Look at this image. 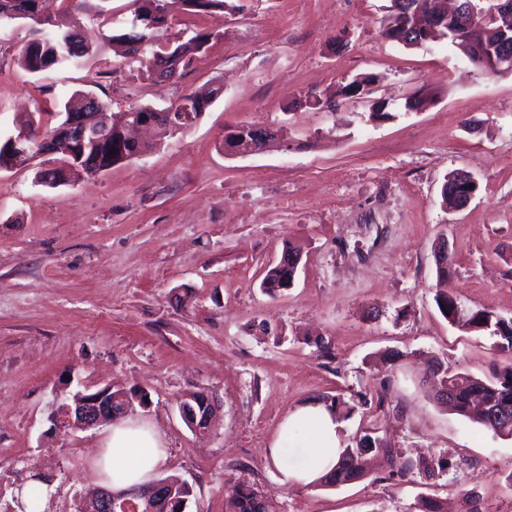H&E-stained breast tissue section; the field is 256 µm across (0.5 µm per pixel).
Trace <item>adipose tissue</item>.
Wrapping results in <instances>:
<instances>
[{"label":"adipose tissue","instance_id":"1","mask_svg":"<svg viewBox=\"0 0 512 512\" xmlns=\"http://www.w3.org/2000/svg\"><path fill=\"white\" fill-rule=\"evenodd\" d=\"M342 423L322 403L299 407L283 419L267 455L284 486L311 485L331 469L343 450ZM299 462L288 460L290 449ZM163 462L159 437L147 424L126 419L115 423L94 468L101 484L122 492L147 484Z\"/></svg>","mask_w":512,"mask_h":512}]
</instances>
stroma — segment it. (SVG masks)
Returning <instances> with one entry per match:
<instances>
[{
    "instance_id": "obj_1",
    "label": "stroma",
    "mask_w": 512,
    "mask_h": 512,
    "mask_svg": "<svg viewBox=\"0 0 512 512\" xmlns=\"http://www.w3.org/2000/svg\"><path fill=\"white\" fill-rule=\"evenodd\" d=\"M206 14L173 9V38L210 33L177 81L121 66L110 31L128 27L133 0H112V25L93 6L81 33L96 49L84 67L33 76L19 67L28 25L0 29V139L29 113L44 125L75 90L102 84L113 112L159 106L223 85L185 133L146 156L56 187L43 164L0 171V476L11 501L22 477H50L47 512H76L97 484L92 468L109 426L62 427V404L104 386L143 396L134 418L158 431L159 476L189 489L185 512H226L224 483L244 480L272 512H512V438L494 435L434 399L429 360L489 373L497 339L450 324L435 304L433 246L446 233L450 289L461 317H512V71L491 74L446 41L406 47L380 33L390 0H228ZM364 98L340 97L356 76ZM314 95L319 112L297 107ZM427 100L420 110L407 97ZM384 100L388 114L372 117ZM279 131L264 151L229 154L227 129ZM478 184L472 201L441 204L447 176ZM302 252L293 285L263 291L284 244ZM330 349L319 355L314 340ZM400 355L388 362L387 351ZM219 404L207 432L181 419L186 394ZM385 393L383 411L359 407L343 441L374 427L383 446L445 460L432 480L370 475L340 488L283 487L266 450L300 406L338 395Z\"/></svg>"
}]
</instances>
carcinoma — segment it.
Masks as SVG:
<instances>
[{"label": "carcinoma", "mask_w": 512, "mask_h": 512, "mask_svg": "<svg viewBox=\"0 0 512 512\" xmlns=\"http://www.w3.org/2000/svg\"><path fill=\"white\" fill-rule=\"evenodd\" d=\"M40 0H0V23L28 21L33 24V38L19 53L17 63L25 71L39 75L57 66H80L84 59L93 55L78 35L75 13L79 10L81 0H60V15L55 19L42 17L39 9ZM137 8L130 26L110 38L128 46V56L140 64V73L147 79H154L153 66L159 60L171 63L169 79L180 77L189 67L192 56L202 51L211 39V35L197 33L183 41L160 42V32L168 26V0H135ZM184 9L196 13L215 8L229 7L227 0H179ZM498 23L493 18H480L476 28L462 31L448 38V43H454L455 38L468 42L471 49L470 62H478L484 66V59L490 52V46L497 40ZM386 39L400 42V37L413 47H424L426 42L420 40V35L402 27V16H397L394 23L387 24L382 29ZM158 110L152 104H141L128 108L121 113L119 119L109 115L108 106H103L107 112L109 136L97 143L89 142L84 146H72L60 143L56 150L58 155L55 167L44 171L41 178L50 185H61L68 182L71 172L79 169L87 173L93 172L95 161L108 155H118L123 151L128 153L141 149L139 145H130L122 139V125L142 121L151 112ZM28 137L24 148L26 155L17 161L24 166L28 161L43 153L38 141L39 134L32 122H27ZM299 254L294 246H287L281 254V260L270 267L264 278L263 287L269 291H280L290 286L294 281L296 268L284 261L285 257ZM435 302L438 310L449 322H454L458 314L457 301L448 289H442L436 294ZM469 328L472 331L489 330L498 337L496 349L512 355V317L504 318L485 310L472 313L469 318ZM430 381L438 399H444L441 391L447 389L453 393L452 405L457 414L471 416L472 395L479 391L486 404L490 405L493 415L489 416L483 410L476 415L477 422L493 434L502 437H512V361L506 364L492 363L490 377L481 379L448 369V363L437 361L430 370ZM375 452L382 455L389 467L401 473L418 470L425 477L435 476L434 464L427 461L415 464L404 459L399 450L381 445L380 441L369 434L364 435L355 446L344 449L336 466L324 477L321 485L325 487H340L357 482L367 476L364 457ZM224 493L228 497L233 512H270L264 496L252 485L240 481L224 483Z\"/></svg>", "instance_id": "carcinoma-1"}]
</instances>
